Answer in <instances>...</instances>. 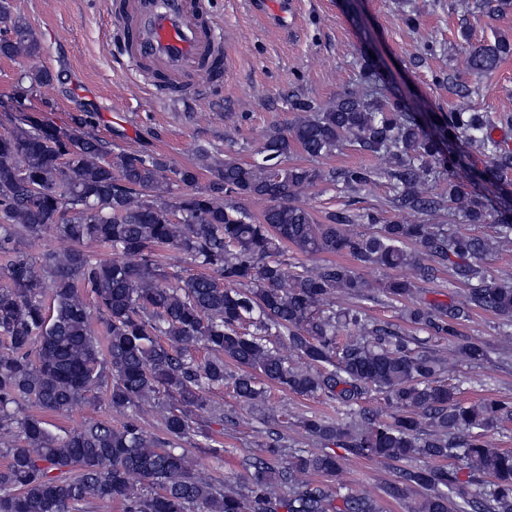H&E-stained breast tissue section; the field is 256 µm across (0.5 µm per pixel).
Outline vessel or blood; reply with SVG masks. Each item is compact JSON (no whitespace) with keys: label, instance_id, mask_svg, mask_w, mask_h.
Segmentation results:
<instances>
[{"label":"vessel or blood","instance_id":"b4317fda","mask_svg":"<svg viewBox=\"0 0 512 512\" xmlns=\"http://www.w3.org/2000/svg\"><path fill=\"white\" fill-rule=\"evenodd\" d=\"M126 8L136 20L130 59L166 75L178 89L205 92L203 62L225 53L212 28L203 26L198 0H126Z\"/></svg>","mask_w":512,"mask_h":512}]
</instances>
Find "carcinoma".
Here are the masks:
<instances>
[{"instance_id": "obj_1", "label": "carcinoma", "mask_w": 512, "mask_h": 512, "mask_svg": "<svg viewBox=\"0 0 512 512\" xmlns=\"http://www.w3.org/2000/svg\"><path fill=\"white\" fill-rule=\"evenodd\" d=\"M0 22V56L39 57V35L11 18L9 0H0ZM510 53L505 37L473 46L466 67L489 73ZM362 79V87L329 106L293 102L295 119L268 134L252 163L206 148L197 149L191 167L153 153L106 160L104 143L83 131L82 118L67 128L36 114L14 118L0 135V255L7 259L0 269V512H110L114 503L124 512H380L371 497L315 480L338 477L347 454L397 464L384 492L406 501L409 512H512V453L486 439L512 421V398L466 406L438 383L441 360L422 340L358 309L328 308L338 290L367 299L378 287L404 304L412 323L456 343L463 359L484 361L491 348L461 340L458 326L477 310L491 312L511 339L512 276L488 279L467 261L488 244L447 224H381L360 234L344 213L317 223L295 196L326 175L287 163L296 149L315 160L356 143L382 160L393 210L435 213L449 199L480 220L491 202L497 234L508 239L512 191L500 181L512 169V151L492 137L486 112L422 117L389 98L373 63L364 62ZM471 147L489 157L490 168H469ZM440 167L448 171V195H430L423 184ZM202 170L210 175L204 188ZM373 174L354 167L338 177L356 188ZM173 179L186 192L173 194ZM245 198L270 205L255 217L241 207ZM49 231L70 247L33 257L16 246ZM87 242L134 262L98 259L82 249ZM285 244L346 253L392 274L376 285L337 262L291 273L275 259ZM162 250L205 273L184 275L161 259ZM448 265L459 279L479 282L452 304L421 300L415 282L393 274L411 268L429 281ZM272 332L301 362L269 346ZM201 348L205 359L197 355ZM229 363L239 369L234 390L244 404L264 399L263 378L296 395H322L347 419L304 418L303 428L323 447L287 454L274 439L226 485L198 470L182 442L192 439L224 457V443L194 425V415L224 385ZM371 392L384 394L395 412L383 417L357 408ZM96 400L122 423L91 420L59 439L26 410L63 414ZM147 409L159 416L163 436L142 429ZM448 460L461 462L467 475L443 465Z\"/></svg>"}]
</instances>
